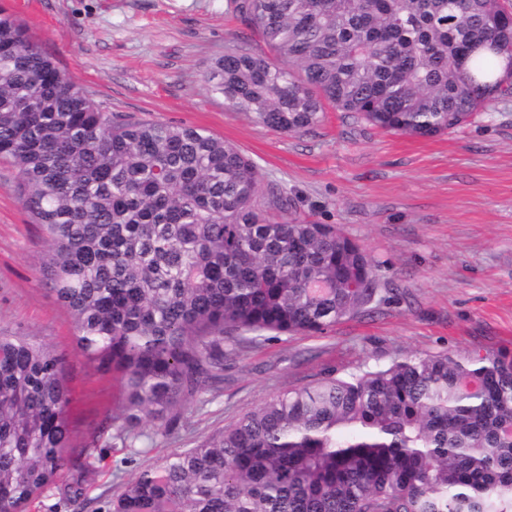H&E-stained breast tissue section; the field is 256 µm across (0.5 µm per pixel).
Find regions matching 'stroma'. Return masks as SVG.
<instances>
[{"instance_id":"1","label":"stroma","mask_w":512,"mask_h":512,"mask_svg":"<svg viewBox=\"0 0 512 512\" xmlns=\"http://www.w3.org/2000/svg\"><path fill=\"white\" fill-rule=\"evenodd\" d=\"M62 74L118 119L206 130L252 158L263 188L287 191L297 215L334 224L377 266L379 294L327 330L262 338L226 351L224 381L154 444L125 448L100 427L123 414L119 375L87 359L75 324L41 282L48 249L0 162V330L66 355L69 453L81 462L84 510L65 483L30 512H111L140 470L233 424L288 389L410 355L512 350V97L435 138L393 135L328 110L283 134L227 108L205 81L231 48L266 52L230 0H0Z\"/></svg>"}]
</instances>
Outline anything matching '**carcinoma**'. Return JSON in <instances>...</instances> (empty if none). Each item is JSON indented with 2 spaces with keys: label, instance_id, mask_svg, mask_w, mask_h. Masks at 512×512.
Here are the masks:
<instances>
[{
  "label": "carcinoma",
  "instance_id": "1",
  "mask_svg": "<svg viewBox=\"0 0 512 512\" xmlns=\"http://www.w3.org/2000/svg\"><path fill=\"white\" fill-rule=\"evenodd\" d=\"M270 54L230 49L206 76L281 133L327 108L434 137L512 93V0H235ZM0 159L43 225L45 286L81 352L121 373L133 448L224 380V342L322 332L378 293L333 224L261 200L234 145L117 120L0 10ZM65 356L0 333V512L74 469ZM112 512H512V352L406 356L280 393L125 483Z\"/></svg>",
  "mask_w": 512,
  "mask_h": 512
}]
</instances>
